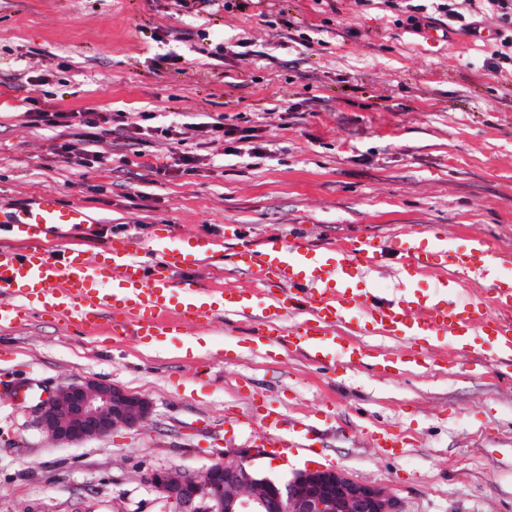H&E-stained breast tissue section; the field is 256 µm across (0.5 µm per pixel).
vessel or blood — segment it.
<instances>
[{
    "instance_id": "1",
    "label": "vessel or blood",
    "mask_w": 512,
    "mask_h": 512,
    "mask_svg": "<svg viewBox=\"0 0 512 512\" xmlns=\"http://www.w3.org/2000/svg\"><path fill=\"white\" fill-rule=\"evenodd\" d=\"M89 221L81 206L62 204L51 193L19 212H0V231L11 238L0 245V327L51 313L89 335L106 331L141 341L167 335L189 315L200 319L249 311L256 319L255 335L331 365L337 357L350 360L361 354L360 347L336 336L337 323L354 316L357 334L382 333L408 344L441 334L456 347L489 336L500 362L512 366V285L502 286L493 277L496 269L512 264V253L493 249L484 238L472 236L456 245L438 232L422 247L403 232L316 251L302 236L287 240L272 234L259 249L238 254L251 276L252 286L246 289L206 286L185 277V270L218 252L204 236L174 247L161 237L146 245L131 236L95 254L79 240L56 253L48 249L49 237L74 233ZM389 251L405 271L443 275L445 289H456L461 273L483 278L490 297L458 304L442 295L424 303L407 290L388 296L360 285L362 272L376 267ZM254 423L268 447L291 448L279 433V417L266 412Z\"/></svg>"
}]
</instances>
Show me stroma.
I'll return each instance as SVG.
<instances>
[{
    "instance_id": "35a3bbf8",
    "label": "stroma",
    "mask_w": 512,
    "mask_h": 512,
    "mask_svg": "<svg viewBox=\"0 0 512 512\" xmlns=\"http://www.w3.org/2000/svg\"><path fill=\"white\" fill-rule=\"evenodd\" d=\"M386 0H249L243 10L181 11L176 0H0V210L44 193L82 205L91 252L118 237L209 236L224 259L188 275L242 283V246L304 226L318 250L332 239L396 234L481 236L512 251V70L488 66L500 40L434 14L413 29ZM310 26V43L294 42ZM249 39L253 57L236 53ZM224 45L211 56L212 43ZM55 93L66 112H146L178 122L177 144L132 141L128 162L87 167L32 127L31 98ZM224 120L255 129L265 153L241 159L200 131ZM197 159L183 173L180 154ZM376 286L435 296L436 275L406 277L394 255ZM212 348L181 356L187 338ZM388 374L325 368L260 345L234 315L189 322L154 353L133 340L83 336L51 316L0 330V512H168L144 479L201 473L248 449L276 478L329 468L396 496L403 512H512V373L486 339ZM89 378L150 400L136 428L58 444L35 409L61 385ZM306 426L305 453L264 448L256 413ZM401 429L388 455L371 434Z\"/></svg>"
}]
</instances>
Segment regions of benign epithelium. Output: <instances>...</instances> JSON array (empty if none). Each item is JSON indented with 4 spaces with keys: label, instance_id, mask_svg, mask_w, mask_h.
<instances>
[{
    "label": "benign epithelium",
    "instance_id": "benign-epithelium-1",
    "mask_svg": "<svg viewBox=\"0 0 512 512\" xmlns=\"http://www.w3.org/2000/svg\"><path fill=\"white\" fill-rule=\"evenodd\" d=\"M151 402L102 379L73 381L36 408L40 430L58 444L104 437L118 426L135 428ZM247 450L224 453L199 474L154 470L147 482L173 512H402L382 489L335 469L299 470L284 479L251 465Z\"/></svg>",
    "mask_w": 512,
    "mask_h": 512
}]
</instances>
